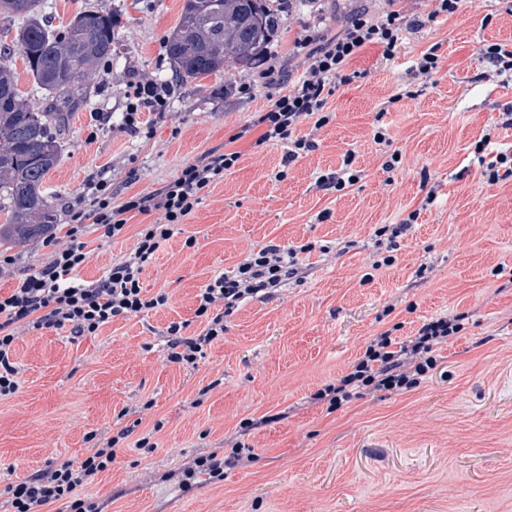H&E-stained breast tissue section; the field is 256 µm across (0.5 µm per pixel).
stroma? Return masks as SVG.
<instances>
[{
    "instance_id": "1",
    "label": "stroma",
    "mask_w": 512,
    "mask_h": 512,
    "mask_svg": "<svg viewBox=\"0 0 512 512\" xmlns=\"http://www.w3.org/2000/svg\"><path fill=\"white\" fill-rule=\"evenodd\" d=\"M378 12L385 0H285L262 65L297 74L293 45L305 31L333 34L356 7ZM425 24L404 30L394 59L364 48L353 67L360 79L337 87L330 123L315 133L318 150L283 168L287 144H258L245 131L254 112L285 85H266L259 69H237L178 84L168 112L140 115L124 129L132 82L171 79L162 49L181 0H42L54 25L94 8L113 13L112 57L85 82L61 136L60 161L45 177L44 197L57 214L86 177L107 168L123 198L173 180L204 151L223 148L233 132L241 158L213 185L180 231L145 266L141 283L164 291L166 306L118 319L99 335L71 339L53 328L23 332L13 360L20 385L0 399V512L6 487L50 459L78 461L85 436L115 435L120 422L161 423L151 451L121 444L109 471L82 498L104 512H512V180L490 185L472 159L490 134L512 147L500 114L512 105V83L481 79L484 44H512V16L494 0H472L436 23L435 0H402ZM443 62L428 81L407 63L432 44ZM253 83L250 93L240 92ZM416 99L390 103L398 85ZM385 127L389 143L373 139ZM354 153L358 183L340 192L315 181ZM401 163L382 168L392 153ZM437 198L425 204L427 188ZM418 217L392 265L377 267L376 230L409 212ZM144 216L121 234L84 235L80 278L94 280L131 253ZM195 247H185L187 237ZM312 243L305 276L277 299L247 300L228 318L223 340L196 365L163 358L170 322L198 330L196 295L211 277L233 270L267 241ZM467 314L419 387L377 392L338 408L312 403L323 384L350 372L377 334L413 335L424 320ZM265 426L241 436L244 419ZM245 441L258 458L225 469L223 481L198 476L180 491L182 470L200 452Z\"/></svg>"
}]
</instances>
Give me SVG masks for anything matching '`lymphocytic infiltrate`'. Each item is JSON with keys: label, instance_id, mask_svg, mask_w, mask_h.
<instances>
[{"label": "lymphocytic infiltrate", "instance_id": "lymphocytic-infiltrate-1", "mask_svg": "<svg viewBox=\"0 0 512 512\" xmlns=\"http://www.w3.org/2000/svg\"><path fill=\"white\" fill-rule=\"evenodd\" d=\"M387 4V9L379 13L366 8L353 11L334 35L312 33L296 39L294 50L303 56L300 77L290 81L287 93L273 98L267 109L255 113L249 122L250 127L261 131L258 144H287L284 165L318 150L313 133L329 124L332 114L328 100L336 88L358 78L352 63L359 52L374 45L384 57L394 58L401 31L417 27V20L396 9V0H387ZM172 94L169 81L132 83L123 117L126 129L138 132L140 113L166 112ZM306 119L312 120L313 132L298 134L299 124ZM239 158V152L229 149L204 152L162 187L133 194L117 206L112 203V180L105 171L89 175L83 194L69 206L71 223L65 240L46 238L48 261L21 274L10 293L0 295V397L18 389L19 368L12 360V351L20 332L65 327L76 338L95 336L116 318L127 319L165 306L167 294L148 295L140 284V275L160 244L174 235L178 224L184 223L201 203L205 191L222 181ZM152 213L158 214V222L139 230L128 257L113 263L99 279L78 278L77 270L86 259L85 234L95 230L111 238L120 234L134 216ZM308 250L305 244L296 247L271 241L250 251L232 272L209 279L196 295L195 315L203 325L201 332L188 336L184 323H169L167 362L195 364L206 345L223 339L224 319L242 301L272 300L278 288L299 276L298 255ZM465 319V314L458 313L431 320L402 339L381 332L369 341L352 371L316 390L313 400L333 410L369 393L418 387L436 367L439 345L462 331ZM134 431L129 425L104 441L87 434L91 446L83 460H52L46 468L10 487L13 512H49L58 502L67 504L70 512H101L98 504L79 498L78 492L111 468L118 442L132 436L136 447H150L149 436L138 437ZM252 458L251 450L238 443L225 456L215 450L200 453L185 469L181 484L190 486L199 474L213 482L223 480L225 468Z\"/></svg>", "mask_w": 512, "mask_h": 512}]
</instances>
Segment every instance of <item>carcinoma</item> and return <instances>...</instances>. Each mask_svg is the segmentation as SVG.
<instances>
[{
  "label": "carcinoma",
  "mask_w": 512,
  "mask_h": 512,
  "mask_svg": "<svg viewBox=\"0 0 512 512\" xmlns=\"http://www.w3.org/2000/svg\"><path fill=\"white\" fill-rule=\"evenodd\" d=\"M41 0H0V17L17 20L13 43L34 80L49 93L40 110L21 94L0 53V245L17 246L56 225L45 204L46 175L59 162L58 133L79 92L78 81L94 75L112 57V14L84 11L62 28L40 14ZM279 17L270 0H184L179 21L163 47L182 82L231 69H249L266 53Z\"/></svg>",
  "instance_id": "obj_1"
}]
</instances>
